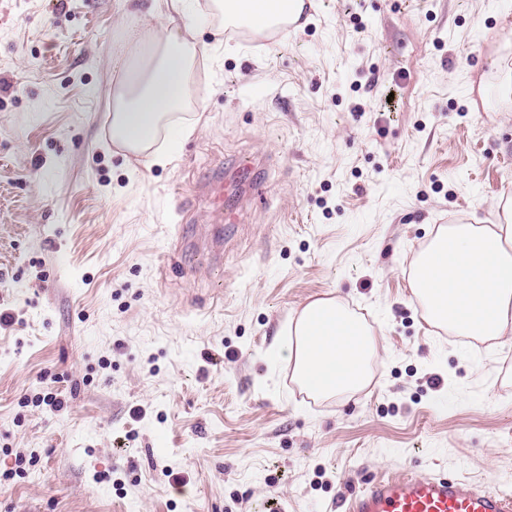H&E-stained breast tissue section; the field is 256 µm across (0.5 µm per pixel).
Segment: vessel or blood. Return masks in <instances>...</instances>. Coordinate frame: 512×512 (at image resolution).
I'll use <instances>...</instances> for the list:
<instances>
[{
  "mask_svg": "<svg viewBox=\"0 0 512 512\" xmlns=\"http://www.w3.org/2000/svg\"><path fill=\"white\" fill-rule=\"evenodd\" d=\"M344 512H512V497L422 472L386 477L344 498Z\"/></svg>",
  "mask_w": 512,
  "mask_h": 512,
  "instance_id": "b4317fda",
  "label": "vessel or blood"
}]
</instances>
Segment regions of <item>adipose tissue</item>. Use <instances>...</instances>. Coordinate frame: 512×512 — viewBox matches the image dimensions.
I'll list each match as a JSON object with an SVG mask.
<instances>
[{
    "label": "adipose tissue",
    "mask_w": 512,
    "mask_h": 512,
    "mask_svg": "<svg viewBox=\"0 0 512 512\" xmlns=\"http://www.w3.org/2000/svg\"><path fill=\"white\" fill-rule=\"evenodd\" d=\"M290 0H211L225 25L261 32L275 26ZM150 22L127 26V42L141 47L137 67L124 68L112 90V143L158 166L171 164L193 125L173 116L189 100L206 54L195 40L192 0H153ZM495 222L441 228L415 259L410 288L425 316L457 336L496 340L512 335V196L494 205ZM282 350L296 382L323 398L354 393L369 382L376 353L373 331L336 297L302 304L288 325Z\"/></svg>",
    "instance_id": "obj_1"
}]
</instances>
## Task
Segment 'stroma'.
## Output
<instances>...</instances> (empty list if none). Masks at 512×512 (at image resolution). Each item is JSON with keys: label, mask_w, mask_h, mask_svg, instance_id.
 Returning <instances> with one entry per match:
<instances>
[{"label": "stroma", "mask_w": 512, "mask_h": 512, "mask_svg": "<svg viewBox=\"0 0 512 512\" xmlns=\"http://www.w3.org/2000/svg\"><path fill=\"white\" fill-rule=\"evenodd\" d=\"M130 20L0 0V512H342L410 471L512 497V336L439 330L409 287L439 226L512 195L481 91L512 0H316L271 42L200 7L205 108L165 167L109 144ZM243 159L262 197L230 228L195 191ZM329 291L378 348L317 399L277 350Z\"/></svg>", "instance_id": "1"}]
</instances>
